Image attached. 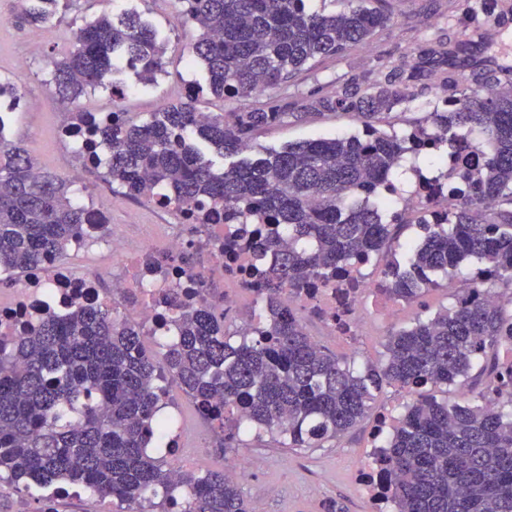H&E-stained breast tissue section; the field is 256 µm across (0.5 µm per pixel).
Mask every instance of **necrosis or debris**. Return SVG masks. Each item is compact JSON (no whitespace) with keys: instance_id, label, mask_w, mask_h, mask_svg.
Returning a JSON list of instances; mask_svg holds the SVG:
<instances>
[{"instance_id":"obj_1","label":"necrosis or debris","mask_w":512,"mask_h":512,"mask_svg":"<svg viewBox=\"0 0 512 512\" xmlns=\"http://www.w3.org/2000/svg\"><path fill=\"white\" fill-rule=\"evenodd\" d=\"M100 119V113L87 112L81 129L67 124L60 129L64 142L78 145V163L70 169L73 181L85 179L102 151L89 138ZM487 153L484 143L458 139L441 170L446 175V191H439L435 183L441 172L417 170L413 190L400 197L404 207L434 217L443 196H470L471 175L482 165ZM111 215L109 204L88 206L84 226L89 240L104 239L113 264L122 270L121 277L113 280L111 290L102 288L98 272H79L69 264L48 260L16 280L8 299L0 301L1 334L22 340L29 325L46 308L60 314L71 303L98 305L116 294L130 298L135 321L148 335L169 336L168 308L175 295L194 293L197 281L203 279L218 287L225 310L236 308L239 290L256 289L262 278L261 268L250 263L251 253L264 238L283 230L279 224H195L184 211L176 214V223L162 225L156 236L133 240L114 230ZM186 250L193 255L191 264L173 262V255ZM367 267V262H354L348 279L317 281L298 291L288 290L281 300L290 310L316 313L332 335L357 343L367 330L363 307H371L379 318L393 316L398 309L397 303L380 291L377 278L368 273Z\"/></svg>"}]
</instances>
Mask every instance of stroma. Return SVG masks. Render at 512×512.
<instances>
[{"mask_svg":"<svg viewBox=\"0 0 512 512\" xmlns=\"http://www.w3.org/2000/svg\"><path fill=\"white\" fill-rule=\"evenodd\" d=\"M133 6L165 35L166 72L156 84L146 87L138 85L133 72H126L124 78L132 93L124 103H116L111 90L101 87L90 93L85 103L103 113L120 105L146 117L182 100L185 83L204 84L205 72L189 62L188 50L197 32L176 14L171 0H134ZM112 8L113 0H77L65 20L29 26L17 20L18 0H0V77H21L23 95L32 103L31 108L14 114L10 138L24 145L38 166L62 176L67 174L75 150L59 140L57 130L69 121L71 108L52 92L51 63L73 51L77 27ZM390 10V25L377 32L369 45L304 69L295 79L293 93L312 99L337 96L350 82L371 83L381 66L412 64L428 44L450 34L464 43L477 30L492 34L480 58L512 66V19L498 18L495 0H391ZM27 54L32 62L24 75H17L16 61ZM447 77L443 70L429 76L426 90L394 112L392 124L398 134L410 132L417 120L442 103ZM360 129L355 117L342 111L307 121L291 118L261 131L248 155L255 158L267 149L278 150L311 138L355 134ZM461 269L463 275L455 279L453 287L433 288L419 301L402 303L396 316L370 319L367 336L356 346H346L327 335L323 325L309 314L304 317L306 329L320 346L354 358L357 366L379 364L384 360L387 336L410 324L422 311L450 306L455 288L463 287L465 278L474 276L477 265L466 261ZM170 399L166 414L173 430L185 437L184 447L173 457L175 464L198 473L222 469L227 457L218 430L179 388H171ZM242 438L251 468L240 487L254 512H326L332 503L342 512H371V503L356 475L359 461L372 450L370 424L321 448H284L267 433L258 437L250 431ZM47 507L53 512H121L118 500L109 497L96 498L80 491L57 495L49 489L36 497L0 481V512H43Z\"/></svg>","mask_w":512,"mask_h":512,"instance_id":"1","label":"stroma"}]
</instances>
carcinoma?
Wrapping results in <instances>:
<instances>
[{
  "instance_id": "obj_1",
  "label": "carcinoma",
  "mask_w": 512,
  "mask_h": 512,
  "mask_svg": "<svg viewBox=\"0 0 512 512\" xmlns=\"http://www.w3.org/2000/svg\"><path fill=\"white\" fill-rule=\"evenodd\" d=\"M349 2L327 13L308 10L306 0H195L191 62L205 70L210 94L265 101L245 112H206L200 127L194 97L101 128L106 176L125 195L149 201L171 189L169 203L197 206L200 224L222 213L226 224L286 226L288 241L274 236L263 247L274 255L261 285L267 323L229 331L203 281L200 300L172 309L179 334L159 359L147 355L140 327L107 306L49 310L22 342L0 335V480L27 491L81 487L118 499L123 512H253L224 472L175 470L152 456L149 445L169 432L159 414L169 382L217 424L226 453L252 426L278 434L285 448H321L366 420L374 392L394 384L417 395L376 457L394 512H512V362L500 353L512 342V299L491 300L512 289V67L473 66L471 81L485 93L463 86L445 110L402 136L381 124L411 101L407 88L421 90L428 73L461 63L458 46L439 43L414 65L387 67L368 88H346L337 99L288 100L306 65L365 46L391 22L388 0L373 8ZM21 4L22 21H49L40 0ZM165 43L139 12L117 21L103 12L79 27L67 57L52 61L49 84L77 107L76 119L97 87L121 93L129 67L141 85L157 83ZM338 108L355 113L362 132L290 144L222 173L188 141L196 131L238 155L261 129ZM462 136L490 148L476 190L434 223L416 216L425 235L407 249L404 267L382 271L379 287L409 301L438 286L439 275L452 280L465 261L482 268L465 298L392 333L385 363L358 372L318 347L280 294L386 246L402 219L376 199L381 183L395 184L398 169L421 158L420 141L434 146L425 162L437 167ZM69 187L0 134V284L67 255L86 223ZM429 384L460 400L420 394ZM489 389L500 392L495 408L484 401Z\"/></svg>"
}]
</instances>
